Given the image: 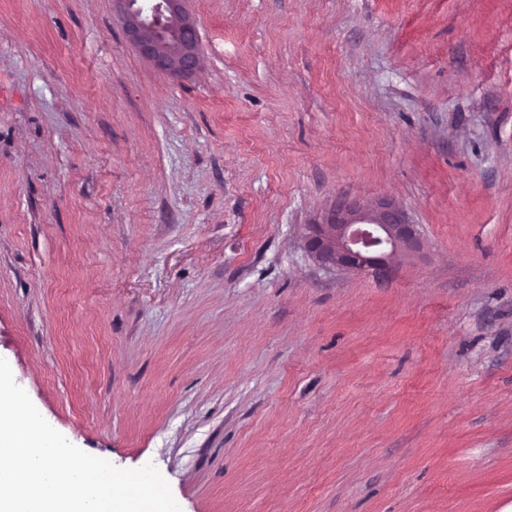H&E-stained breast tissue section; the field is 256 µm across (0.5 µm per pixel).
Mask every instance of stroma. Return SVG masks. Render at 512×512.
<instances>
[{
	"mask_svg": "<svg viewBox=\"0 0 512 512\" xmlns=\"http://www.w3.org/2000/svg\"><path fill=\"white\" fill-rule=\"evenodd\" d=\"M0 0V358L181 512H512V0ZM386 200L422 258L328 271ZM127 41L153 69L174 79L190 77L201 63V39L187 0H154L151 19L139 0H113ZM417 225L388 202L369 206L342 200L321 221L304 225L302 240L306 252L325 269L371 271L386 278L395 257L415 258L423 250Z\"/></svg>",
	"mask_w": 512,
	"mask_h": 512,
	"instance_id": "stroma-1",
	"label": "stroma"
}]
</instances>
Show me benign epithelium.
I'll list each match as a JSON object with an SVG mask.
<instances>
[{"label":"benign epithelium","mask_w":512,"mask_h":512,"mask_svg":"<svg viewBox=\"0 0 512 512\" xmlns=\"http://www.w3.org/2000/svg\"><path fill=\"white\" fill-rule=\"evenodd\" d=\"M127 41L153 69L174 79L190 77L201 63V39L187 0H154L151 18L139 0H113ZM303 246L328 269L370 271L386 278L392 260L415 258L423 250L417 225L388 202L374 206L342 200L320 221L304 225Z\"/></svg>","instance_id":"1"}]
</instances>
